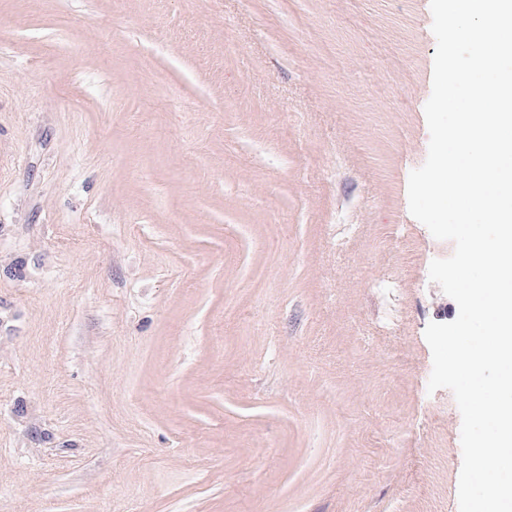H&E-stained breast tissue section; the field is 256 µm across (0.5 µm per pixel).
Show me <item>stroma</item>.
Segmentation results:
<instances>
[{"label": "stroma", "mask_w": 512, "mask_h": 512, "mask_svg": "<svg viewBox=\"0 0 512 512\" xmlns=\"http://www.w3.org/2000/svg\"><path fill=\"white\" fill-rule=\"evenodd\" d=\"M432 21L0 0V512H459Z\"/></svg>", "instance_id": "1"}]
</instances>
